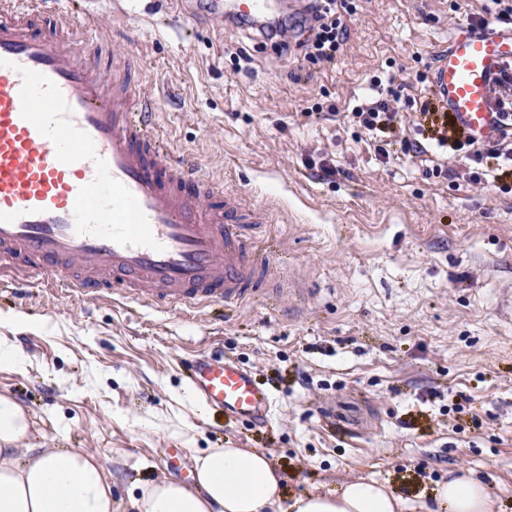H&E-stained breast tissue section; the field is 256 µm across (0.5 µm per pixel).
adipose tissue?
I'll return each instance as SVG.
<instances>
[{
	"mask_svg": "<svg viewBox=\"0 0 512 512\" xmlns=\"http://www.w3.org/2000/svg\"><path fill=\"white\" fill-rule=\"evenodd\" d=\"M25 410L0 394V512H113L112 482L94 455L19 447ZM194 481L142 487L137 512H276L280 480L268 456L246 448H209L194 456ZM448 512H492L485 484L454 476L437 490ZM405 502L375 480L358 479L333 495L308 493L293 512H406Z\"/></svg>",
	"mask_w": 512,
	"mask_h": 512,
	"instance_id": "adipose-tissue-1",
	"label": "adipose tissue"
}]
</instances>
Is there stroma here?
<instances>
[{"label":"stroma","mask_w":512,"mask_h":512,"mask_svg":"<svg viewBox=\"0 0 512 512\" xmlns=\"http://www.w3.org/2000/svg\"><path fill=\"white\" fill-rule=\"evenodd\" d=\"M113 2L90 6L112 26L103 61L135 55L159 131L267 208L256 236L279 291L219 318L38 287L21 308L0 277V338L27 360L0 367V393L31 417L19 447L98 456L114 512H136L144 484L188 480L206 448L265 453L281 512L359 478L438 512L437 485L465 472L512 512V193L469 183L463 158L437 178L399 153L381 162L350 121L390 70L432 89L449 34L488 0H358L330 67L190 20L174 0ZM198 349L273 392L269 424L197 407L180 363Z\"/></svg>","instance_id":"1"}]
</instances>
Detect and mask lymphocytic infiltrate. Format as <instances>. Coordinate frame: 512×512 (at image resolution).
I'll use <instances>...</instances> for the list:
<instances>
[{
    "mask_svg": "<svg viewBox=\"0 0 512 512\" xmlns=\"http://www.w3.org/2000/svg\"><path fill=\"white\" fill-rule=\"evenodd\" d=\"M310 19L301 25L297 45L304 48V58L313 64H334L347 36L345 16L357 12L356 0H311ZM406 80L389 79L379 98L355 106L351 112L357 128L376 139L375 150L381 160H389L391 145H399L403 154L422 159L430 146L444 154L465 156L473 168L466 179L480 184L486 172H493L497 188L512 193V71L503 73L497 95L501 106L498 136L485 144H475L453 128L447 112L439 110L429 93L410 97ZM413 108L415 119L404 120L402 107Z\"/></svg>",
    "mask_w": 512,
    "mask_h": 512,
    "instance_id": "f902f5d3",
    "label": "lymphocytic infiltrate"
}]
</instances>
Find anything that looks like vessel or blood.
<instances>
[{
	"mask_svg": "<svg viewBox=\"0 0 512 512\" xmlns=\"http://www.w3.org/2000/svg\"><path fill=\"white\" fill-rule=\"evenodd\" d=\"M208 19L262 26L281 0H206ZM110 28L58 0H0V270L71 300L120 299L157 311L221 310L271 273L252 234L265 212L176 154L135 97L131 64L97 63ZM512 65V27L457 28L433 83L457 129L495 134L494 89ZM198 402L251 424L270 419L272 394L235 361L185 363Z\"/></svg>",
	"mask_w": 512,
	"mask_h": 512,
	"instance_id": "b4317fda",
	"label": "vessel or blood"
}]
</instances>
